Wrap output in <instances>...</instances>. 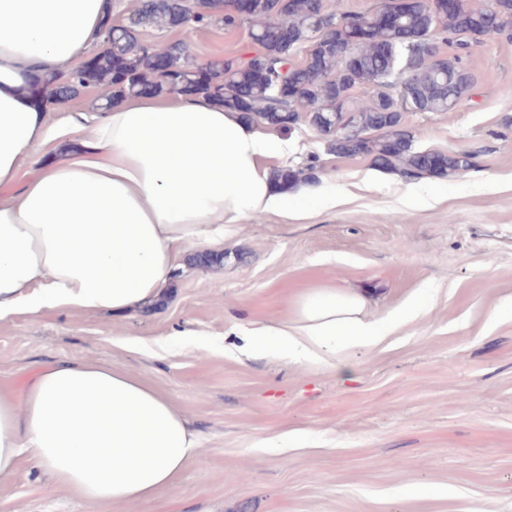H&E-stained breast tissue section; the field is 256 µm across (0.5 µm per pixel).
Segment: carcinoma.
Returning a JSON list of instances; mask_svg holds the SVG:
<instances>
[{
	"label": "carcinoma",
	"mask_w": 512,
	"mask_h": 512,
	"mask_svg": "<svg viewBox=\"0 0 512 512\" xmlns=\"http://www.w3.org/2000/svg\"><path fill=\"white\" fill-rule=\"evenodd\" d=\"M232 0H141L126 21L112 24L108 15L100 47L74 71L39 74L30 83L34 97L54 88L68 100L80 90L101 91L102 109L141 94L202 95L240 112L248 122L290 131L304 123L316 129L338 157H367L374 167L393 170L407 180L456 178L476 166L470 149L448 152L417 150L414 132L404 125L406 112H452L474 84V75L459 54L439 51L436 39L460 51L491 34L512 31V0H492L475 7L471 0H384L372 11L327 10L322 0H251L245 18H238ZM393 13L396 22L387 20ZM220 16L233 27L245 21L262 52L248 59L227 58L212 64L214 78L199 80L193 60L181 42L141 46L143 28L172 31ZM292 24L290 39L283 25ZM307 45L302 61L294 51ZM289 67L288 100L276 98L274 79ZM374 87L359 100L352 90ZM319 158L303 168L276 170L285 186L315 181Z\"/></svg>",
	"instance_id": "1"
}]
</instances>
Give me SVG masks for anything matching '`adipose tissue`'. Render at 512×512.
Instances as JSON below:
<instances>
[{
    "instance_id": "obj_1",
    "label": "adipose tissue",
    "mask_w": 512,
    "mask_h": 512,
    "mask_svg": "<svg viewBox=\"0 0 512 512\" xmlns=\"http://www.w3.org/2000/svg\"><path fill=\"white\" fill-rule=\"evenodd\" d=\"M106 0H0V322L46 311L146 312L191 251L224 227L287 211L274 178L291 140L194 95L135 96L105 112L53 117L25 91L70 69L100 36ZM48 157L25 178L26 160ZM365 286L294 291L287 320L244 329L252 357L324 363L352 374L349 350L373 347L421 303L370 315ZM194 422L139 375L61 359L21 394L0 391V479L27 460L92 505L154 498L199 456Z\"/></svg>"
}]
</instances>
